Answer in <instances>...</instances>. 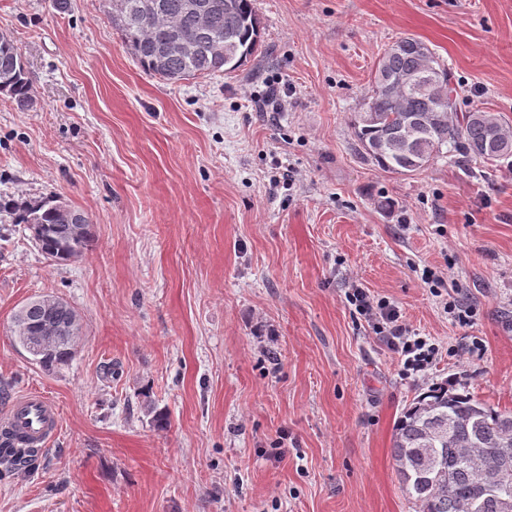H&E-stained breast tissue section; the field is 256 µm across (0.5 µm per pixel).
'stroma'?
I'll return each instance as SVG.
<instances>
[{
  "mask_svg": "<svg viewBox=\"0 0 512 512\" xmlns=\"http://www.w3.org/2000/svg\"><path fill=\"white\" fill-rule=\"evenodd\" d=\"M253 3L243 66L170 82L107 0H0L31 79L26 109L0 95V194L56 196L95 234L56 265L0 219V413L37 392L60 417L33 470L0 464V512H414L392 457L413 397L448 380L512 410V158L391 174L350 126L405 36L463 109L512 124V0ZM352 279L438 344L424 377L348 306ZM42 295L82 322L50 371L11 337Z\"/></svg>",
  "mask_w": 512,
  "mask_h": 512,
  "instance_id": "35a3bbf8",
  "label": "stroma"
}]
</instances>
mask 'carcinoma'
I'll use <instances>...</instances> for the list:
<instances>
[{"label": "carcinoma", "mask_w": 512, "mask_h": 512, "mask_svg": "<svg viewBox=\"0 0 512 512\" xmlns=\"http://www.w3.org/2000/svg\"><path fill=\"white\" fill-rule=\"evenodd\" d=\"M186 0H122L110 11L112 23L142 70L166 81L207 77L239 69L259 46L260 22L252 0H198L206 12L187 15ZM202 26L199 50L182 56L164 44L183 29ZM425 75L419 84L398 79ZM28 70L12 39L0 35V94L24 109L30 103ZM461 86L449 68L422 41L402 37L379 58L371 95L351 126L361 156L393 174L424 170L443 153L466 161L495 163L512 156V128L481 110L458 108ZM25 224L38 249L54 264L71 261L92 246L93 224L77 233L65 221L56 197L17 202L0 195V213ZM50 318L41 307H28L13 319L12 335L39 366L67 364L81 336L49 346L38 333ZM25 436L0 434V461L32 468L40 452L24 448ZM512 448V411L475 399L468 390L446 382L412 399L394 426L392 456L399 483L416 512H499L497 494L479 497L475 474L498 462Z\"/></svg>", "instance_id": "carcinoma-1"}]
</instances>
